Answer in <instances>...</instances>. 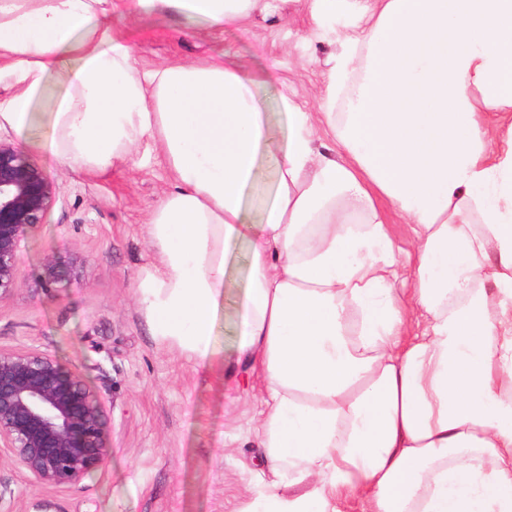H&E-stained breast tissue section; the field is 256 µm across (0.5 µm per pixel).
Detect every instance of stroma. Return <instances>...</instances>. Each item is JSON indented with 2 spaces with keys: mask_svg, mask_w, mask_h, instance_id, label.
Listing matches in <instances>:
<instances>
[{
  "mask_svg": "<svg viewBox=\"0 0 512 512\" xmlns=\"http://www.w3.org/2000/svg\"><path fill=\"white\" fill-rule=\"evenodd\" d=\"M105 26L134 46L143 71L184 61L235 62L253 77L278 127L285 122L282 96L314 110L326 86L325 60L337 48L334 36L316 35L305 0H280L277 13L252 15L221 35L194 19L148 9L107 15ZM271 61L277 69L270 79ZM60 91L56 71L49 72L31 105L29 130L0 124V138L61 187L25 244L19 288L0 299V347L44 351L79 372L109 409L112 452L101 467L54 490L0 459V512H39L45 502L51 512H244L261 455L256 427L264 397L260 371L235 360L236 329L228 321L244 295V257H235L217 318L213 342L221 362L200 367L155 339L137 286L158 259L147 221L172 190L171 174L148 139L134 163L104 173L55 160L41 141ZM50 257L58 272L48 284L43 269Z\"/></svg>",
  "mask_w": 512,
  "mask_h": 512,
  "instance_id": "35a3bbf8",
  "label": "stroma"
}]
</instances>
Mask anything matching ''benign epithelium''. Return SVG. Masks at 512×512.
I'll use <instances>...</instances> for the list:
<instances>
[{
    "instance_id": "benign-epithelium-1",
    "label": "benign epithelium",
    "mask_w": 512,
    "mask_h": 512,
    "mask_svg": "<svg viewBox=\"0 0 512 512\" xmlns=\"http://www.w3.org/2000/svg\"><path fill=\"white\" fill-rule=\"evenodd\" d=\"M58 193L40 165L0 139V299L20 286L22 248ZM107 415L80 375L52 355L0 348V457L19 463L33 483L61 488L103 465Z\"/></svg>"
}]
</instances>
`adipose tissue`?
Listing matches in <instances>:
<instances>
[{"label": "adipose tissue", "mask_w": 512, "mask_h": 512, "mask_svg": "<svg viewBox=\"0 0 512 512\" xmlns=\"http://www.w3.org/2000/svg\"><path fill=\"white\" fill-rule=\"evenodd\" d=\"M144 8L221 31L274 5L0 0V71L18 87L0 119L25 129L66 53L54 158L103 172L154 140L175 188L151 212L158 263L139 291L153 335L201 366L246 245L235 353L265 382L246 512H512V0H313L316 26L356 25L317 111L283 99L278 141L236 66L140 71L103 19ZM266 158L273 197L251 223Z\"/></svg>", "instance_id": "adipose-tissue-1"}]
</instances>
